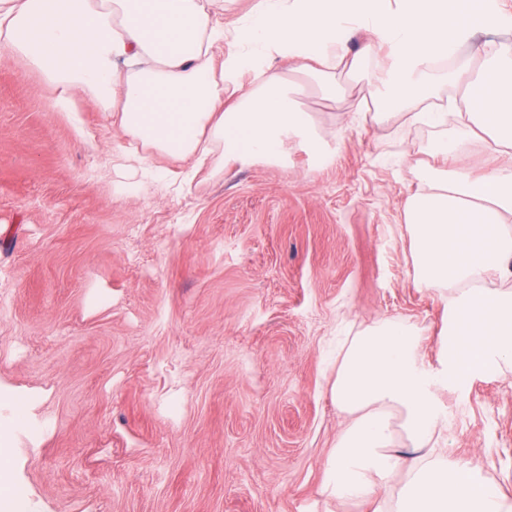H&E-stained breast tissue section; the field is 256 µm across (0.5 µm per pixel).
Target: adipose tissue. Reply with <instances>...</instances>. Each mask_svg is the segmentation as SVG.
I'll list each match as a JSON object with an SVG mask.
<instances>
[{"label": "adipose tissue", "instance_id": "obj_1", "mask_svg": "<svg viewBox=\"0 0 512 512\" xmlns=\"http://www.w3.org/2000/svg\"><path fill=\"white\" fill-rule=\"evenodd\" d=\"M454 0H252L232 32L218 23L224 0H0V46L19 55L66 97L93 92L144 148L180 159L286 164L288 146L317 167L335 151L296 98L288 60L323 97L340 90L337 69L364 86L373 122L405 111L429 127L455 122L414 168L417 191L404 208L414 241L416 285L448 291L441 377L462 381L512 365V161L481 175L450 158L479 140L512 158V41L489 40L462 54L477 31L512 26L498 0L483 19L455 22ZM373 42L356 53L359 29ZM231 36L222 62L214 46ZM125 69H117V60ZM254 72L242 85L240 76ZM460 89L448 111L432 108L441 85ZM498 276L500 287L486 281ZM418 338L386 318L351 336L331 394L350 423L325 470L324 490L343 501L375 500V512H512V501L480 464L438 448L433 379ZM408 479L391 483L400 469Z\"/></svg>", "mask_w": 512, "mask_h": 512}]
</instances>
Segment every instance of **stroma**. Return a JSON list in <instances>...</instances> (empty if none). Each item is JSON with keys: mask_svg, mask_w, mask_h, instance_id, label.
Returning a JSON list of instances; mask_svg holds the SVG:
<instances>
[{"mask_svg": "<svg viewBox=\"0 0 512 512\" xmlns=\"http://www.w3.org/2000/svg\"><path fill=\"white\" fill-rule=\"evenodd\" d=\"M298 96L334 163H213L188 190L123 167L92 93L69 106L0 46V446L35 512H372L322 491L346 422L336 349L381 318L440 369L448 293L414 283L410 168L439 129ZM439 447L512 498V370L433 388Z\"/></svg>", "mask_w": 512, "mask_h": 512, "instance_id": "1", "label": "stroma"}]
</instances>
